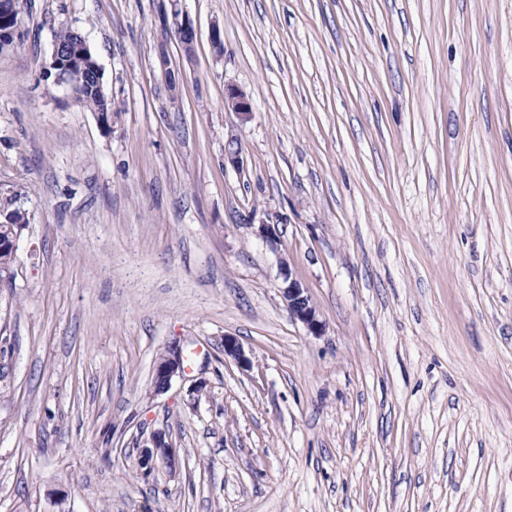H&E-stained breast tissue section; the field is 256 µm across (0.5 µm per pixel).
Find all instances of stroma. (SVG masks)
Here are the masks:
<instances>
[{
  "mask_svg": "<svg viewBox=\"0 0 512 512\" xmlns=\"http://www.w3.org/2000/svg\"><path fill=\"white\" fill-rule=\"evenodd\" d=\"M17 9L0 512H512V0ZM63 23L110 129L41 77ZM283 256L323 335L290 317ZM175 339L192 369L155 393ZM158 431L178 463L143 469ZM224 110L233 114L240 124L248 122L253 115L249 98L242 90L233 85H229L225 89ZM20 195L14 194L5 199V201L0 202V231L3 228L12 227L14 232H18L19 236L22 230L29 224L27 216L23 210L16 205L18 202ZM18 234H12V237L9 239L1 240L0 237V253L1 252H10L12 259L17 263V240L19 238Z\"/></svg>",
  "mask_w": 512,
  "mask_h": 512,
  "instance_id": "35a3bbf8",
  "label": "stroma"
}]
</instances>
